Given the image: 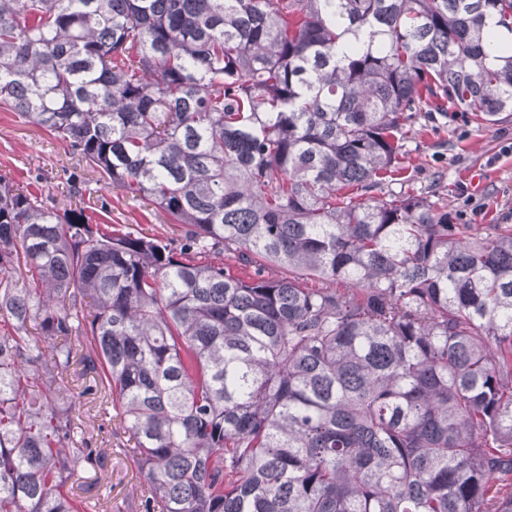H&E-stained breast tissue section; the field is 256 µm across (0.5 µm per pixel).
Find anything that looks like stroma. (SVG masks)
Masks as SVG:
<instances>
[{"label":"stroma","mask_w":512,"mask_h":512,"mask_svg":"<svg viewBox=\"0 0 512 512\" xmlns=\"http://www.w3.org/2000/svg\"><path fill=\"white\" fill-rule=\"evenodd\" d=\"M404 150L383 191L428 197L452 223L474 225L480 234L491 224H512V120L490 126L472 112H432L409 127ZM0 175L62 208L71 204V181H88L91 193L84 202L93 220L164 239L176 235L169 219L148 201L100 180L60 140L5 108H0ZM81 410L94 428L97 447L110 451L97 505L104 512L108 502L131 496L139 474L116 450L110 427L101 426L96 403L83 400Z\"/></svg>","instance_id":"obj_1"}]
</instances>
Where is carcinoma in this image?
<instances>
[{
  "instance_id": "1",
  "label": "carcinoma",
  "mask_w": 512,
  "mask_h": 512,
  "mask_svg": "<svg viewBox=\"0 0 512 512\" xmlns=\"http://www.w3.org/2000/svg\"><path fill=\"white\" fill-rule=\"evenodd\" d=\"M497 31L512 0H0V105L180 226L0 180V512L94 508L83 398L129 512H512V225L373 195L421 113L512 116ZM90 401L91 399L87 400L83 398L80 411L83 412L85 421H87L93 427V439L94 442H96L97 448H107L108 453L112 452V454H109L107 469L100 474L101 480L99 491V484L88 494L77 488V485L81 482H91V480L94 478L93 473L85 475L90 476V479H81L80 481L75 482L74 491L76 494L82 497L92 496L93 499H90L91 503L94 502L97 494L99 493L100 500L99 503H97L96 510H99V512H111L104 510H109L111 503L113 510V506L116 503L120 504L125 500V498L132 496V487H135V485L139 483V474L137 470L128 462L125 456L120 453L118 449L119 447L116 445L117 441L120 442V439L113 436L110 426L107 425V422H102L101 417L97 415L99 410L97 407L98 403L96 404L95 402ZM95 415H97V417H95ZM101 423H104L103 429L99 430L97 426ZM111 486L112 491L110 492ZM110 499H112L111 503H109Z\"/></svg>"
}]
</instances>
